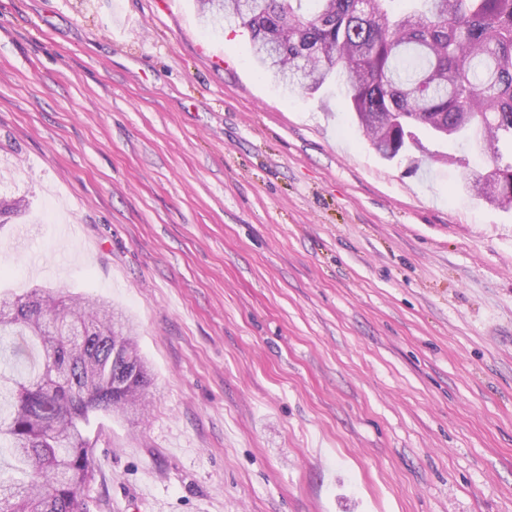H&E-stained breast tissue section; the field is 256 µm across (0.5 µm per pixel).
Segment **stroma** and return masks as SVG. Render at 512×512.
Segmentation results:
<instances>
[{
    "instance_id": "stroma-1",
    "label": "stroma",
    "mask_w": 512,
    "mask_h": 512,
    "mask_svg": "<svg viewBox=\"0 0 512 512\" xmlns=\"http://www.w3.org/2000/svg\"><path fill=\"white\" fill-rule=\"evenodd\" d=\"M199 0H0V291L133 322L89 512H512V210L381 158Z\"/></svg>"
}]
</instances>
